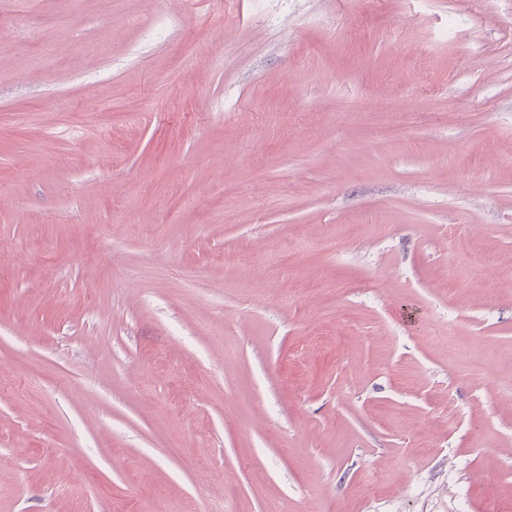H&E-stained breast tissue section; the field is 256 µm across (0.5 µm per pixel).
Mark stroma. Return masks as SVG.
<instances>
[{
  "label": "stroma",
  "mask_w": 512,
  "mask_h": 512,
  "mask_svg": "<svg viewBox=\"0 0 512 512\" xmlns=\"http://www.w3.org/2000/svg\"><path fill=\"white\" fill-rule=\"evenodd\" d=\"M0 31V512H512V0Z\"/></svg>",
  "instance_id": "obj_1"
}]
</instances>
